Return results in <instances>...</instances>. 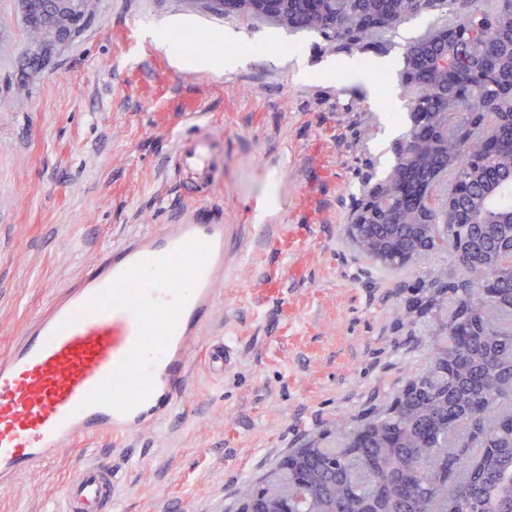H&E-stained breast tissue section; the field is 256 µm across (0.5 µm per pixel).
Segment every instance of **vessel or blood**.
<instances>
[{
	"label": "vessel or blood",
	"mask_w": 512,
	"mask_h": 512,
	"mask_svg": "<svg viewBox=\"0 0 512 512\" xmlns=\"http://www.w3.org/2000/svg\"><path fill=\"white\" fill-rule=\"evenodd\" d=\"M183 215L128 232L53 295L0 356V488L45 468L76 442L158 428L178 412L190 352L213 320L219 291L249 254L257 201L227 224L204 204L224 184L223 137L193 133L171 158ZM219 371L235 345L207 348ZM112 467L81 462L53 512H112Z\"/></svg>",
	"instance_id": "vessel-or-blood-1"
}]
</instances>
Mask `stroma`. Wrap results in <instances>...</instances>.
<instances>
[{
    "instance_id": "obj_1",
    "label": "stroma",
    "mask_w": 512,
    "mask_h": 512,
    "mask_svg": "<svg viewBox=\"0 0 512 512\" xmlns=\"http://www.w3.org/2000/svg\"><path fill=\"white\" fill-rule=\"evenodd\" d=\"M206 2L92 0L78 36L47 47L24 0H0V356L101 248L182 207L169 169L189 113L224 137L213 211L232 221L243 202L268 207L208 330L237 338L234 368L214 374L195 349L186 416L95 443L112 459L117 512H238L245 486L287 454L385 405L430 356L423 323L397 319L407 288L448 265L385 275L343 240L366 174H385L410 127L403 102L346 80L350 55L324 36ZM436 21L414 17L367 59L396 82L406 39ZM184 28L204 35L205 65L170 53ZM85 454L21 476L0 512H46Z\"/></svg>"
}]
</instances>
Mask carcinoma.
I'll list each match as a JSON object with an SVG mask.
<instances>
[{"label":"carcinoma","mask_w":512,"mask_h":512,"mask_svg":"<svg viewBox=\"0 0 512 512\" xmlns=\"http://www.w3.org/2000/svg\"><path fill=\"white\" fill-rule=\"evenodd\" d=\"M368 0H326L322 12L347 19L362 15ZM396 30L415 17L406 0H390ZM501 0H446L442 9L468 31L491 26L490 38L474 46L464 40L461 84H472L463 101L448 110V153L427 152L415 160L417 170L442 168L440 190L472 177L475 151L483 139L512 126L499 112H485L495 86L512 82V26L503 21ZM431 32L410 45L424 59L439 45ZM433 82L426 65L413 70L411 83L394 87L402 98L420 101ZM483 113L482 125L462 146L454 131ZM478 191L461 200L448 218V249L426 258L448 255L453 242L471 239L472 258L496 271L485 288L470 277L448 279V298L422 313L437 326L429 365L408 384L412 391L404 410L374 412L355 423L344 422L327 435L328 445L290 455L272 473L282 480L280 495L303 512H512V168L509 161L486 168ZM418 248L407 239L387 246L377 242L361 257L393 273L413 266Z\"/></svg>","instance_id":"obj_1"}]
</instances>
